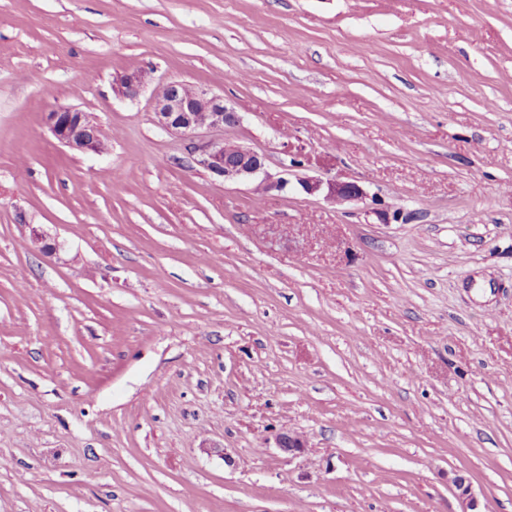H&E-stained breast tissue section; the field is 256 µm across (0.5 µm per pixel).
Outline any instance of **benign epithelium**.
I'll return each instance as SVG.
<instances>
[{
	"label": "benign epithelium",
	"instance_id": "obj_1",
	"mask_svg": "<svg viewBox=\"0 0 512 512\" xmlns=\"http://www.w3.org/2000/svg\"><path fill=\"white\" fill-rule=\"evenodd\" d=\"M150 72L144 69L128 71L116 77L117 94L133 99L150 82ZM156 123L163 129L180 133L187 138V152L194 164L206 169L217 179L226 182L256 181L255 189L263 195L273 196L288 189L289 181L273 179L265 171V157L238 143L224 139V129L241 124L242 115L228 105L224 96L198 85L171 82L158 87L154 93ZM46 124L61 144L83 153L100 154L106 150L99 125L90 114L77 108L55 107L45 116ZM217 131L221 136L204 139L202 134ZM301 189L310 195L323 193L336 203L359 200L366 196L355 182L332 181L323 183L315 178L298 180ZM33 246L46 255L56 253L57 242L48 241L46 235L34 230L30 238ZM279 448L295 456L305 445L297 435L283 433ZM452 483L458 491L460 512H480L472 493L470 481L457 474Z\"/></svg>",
	"mask_w": 512,
	"mask_h": 512
}]
</instances>
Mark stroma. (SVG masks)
Listing matches in <instances>:
<instances>
[{
    "mask_svg": "<svg viewBox=\"0 0 512 512\" xmlns=\"http://www.w3.org/2000/svg\"><path fill=\"white\" fill-rule=\"evenodd\" d=\"M136 68L287 191L196 166ZM458 471L512 512V0H0V512H459ZM150 72L144 69L128 71L116 77L114 90L126 98H136L141 89L150 82ZM54 138L70 149L100 154L106 150L99 125L90 114L77 108L55 107L45 116ZM298 184L305 193H325L324 197L336 204L359 200L366 196L364 189L354 182L335 180L324 184L319 179L308 177L299 179Z\"/></svg>",
    "mask_w": 512,
    "mask_h": 512,
    "instance_id": "1",
    "label": "stroma"
}]
</instances>
